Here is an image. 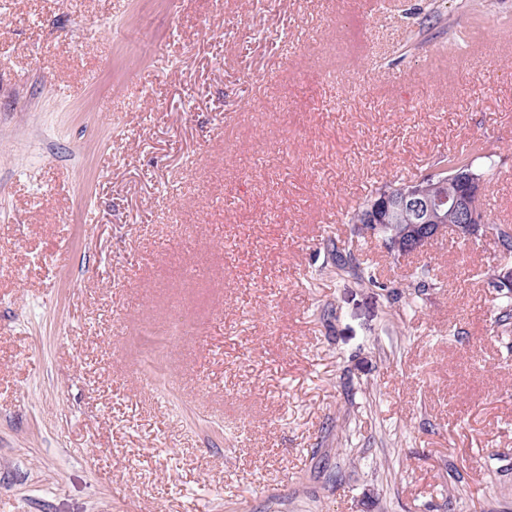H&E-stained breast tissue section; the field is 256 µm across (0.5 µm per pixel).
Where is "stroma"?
I'll return each instance as SVG.
<instances>
[{"mask_svg":"<svg viewBox=\"0 0 512 512\" xmlns=\"http://www.w3.org/2000/svg\"><path fill=\"white\" fill-rule=\"evenodd\" d=\"M474 139L512 0H0V512H512V257L346 221Z\"/></svg>","mask_w":512,"mask_h":512,"instance_id":"1","label":"stroma"}]
</instances>
